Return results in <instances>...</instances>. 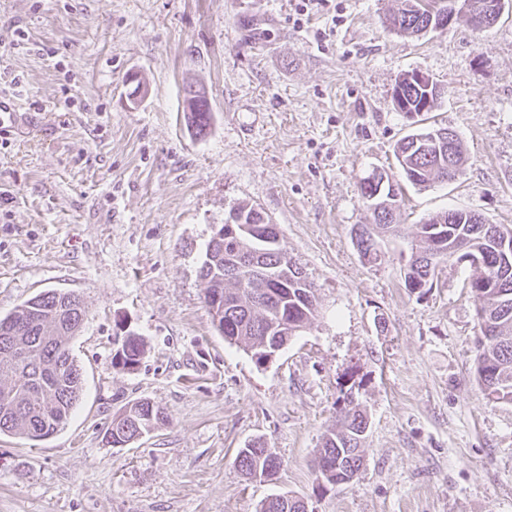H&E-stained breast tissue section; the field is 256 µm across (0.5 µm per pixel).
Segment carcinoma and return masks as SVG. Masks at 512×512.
<instances>
[{"label": "carcinoma", "instance_id": "carcinoma-1", "mask_svg": "<svg viewBox=\"0 0 512 512\" xmlns=\"http://www.w3.org/2000/svg\"><path fill=\"white\" fill-rule=\"evenodd\" d=\"M431 13L423 0H404V7L386 17V24L400 33L416 35ZM395 86L403 96L399 111L410 117L434 111L443 95L441 89L428 90L408 81L405 74ZM210 119L204 98L200 109L191 113L197 134L206 133ZM421 136V132L410 134L397 143L396 157L405 180L419 187L454 180L465 162L461 141L457 139L438 151L422 152L415 147V139ZM360 196L371 210L373 222L357 229L355 244L361 257L372 263L379 258L377 240L400 231L395 214L401 192L390 182L363 181ZM474 216L468 210H449L432 214L418 225L419 248L408 260L404 282L412 291L432 286L437 268L461 248L480 260L469 284L477 302L475 376L487 396L512 403V248H502V232L512 234V227L480 224ZM278 234L273 227L257 235L226 237L224 246H216L212 258L204 259L200 269L206 307L214 306L217 294L223 303L216 312L219 320L215 328L258 364L288 344L318 312L317 289L280 247ZM226 252L246 258L270 275L255 276L249 287H240L238 279L225 278ZM85 316L78 295L49 290L27 300L14 314L0 318V434L38 441L66 424L83 388V371L73 356L71 342ZM117 341L112 367L135 370L143 355L139 336L128 331ZM16 346L26 350L27 362L20 363L11 356ZM345 401L347 406L340 410L336 425L326 431L317 450V480L331 486L358 474L365 458L368 415L354 403L353 394ZM162 422L160 410L146 399L139 400L116 418L104 437L114 446L122 445ZM235 465L250 478H271L280 468L278 459L266 453L262 445L240 449ZM284 498L288 502L277 495L266 499L260 512H303L299 498L288 494Z\"/></svg>", "mask_w": 512, "mask_h": 512}]
</instances>
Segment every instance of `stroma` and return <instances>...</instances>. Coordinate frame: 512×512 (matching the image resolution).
Listing matches in <instances>:
<instances>
[{
    "instance_id": "obj_1",
    "label": "stroma",
    "mask_w": 512,
    "mask_h": 512,
    "mask_svg": "<svg viewBox=\"0 0 512 512\" xmlns=\"http://www.w3.org/2000/svg\"><path fill=\"white\" fill-rule=\"evenodd\" d=\"M401 0H0V316L50 289L78 295L81 399L39 441L0 435V512H258L270 495L309 512H512V403L474 375L469 265L404 286L418 224L473 210L512 226V0L489 30L465 17L421 35L384 25ZM28 35L13 47L15 28ZM420 70L444 90L426 126L466 149L454 181L402 183L397 221L370 263L363 178L399 177L417 127L393 100ZM141 93L129 99L130 77ZM212 119L188 127L181 89ZM279 225L318 315L265 365L229 344L200 268L239 202ZM144 343L113 368L114 338ZM353 393L370 418L351 483L319 488L314 459ZM147 399L167 421L121 448L113 418ZM281 468L247 479L239 448ZM123 332V336H116L118 347L112 357V366L130 372L134 371L141 361L142 342L136 333Z\"/></svg>"
}]
</instances>
